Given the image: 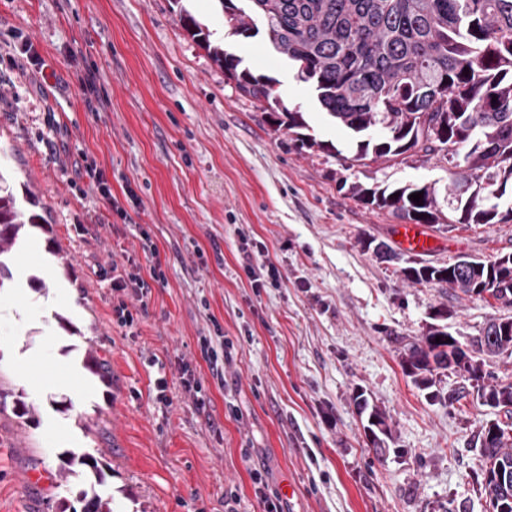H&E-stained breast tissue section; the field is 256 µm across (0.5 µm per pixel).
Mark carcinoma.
Returning <instances> with one entry per match:
<instances>
[{"mask_svg":"<svg viewBox=\"0 0 512 512\" xmlns=\"http://www.w3.org/2000/svg\"><path fill=\"white\" fill-rule=\"evenodd\" d=\"M232 34L251 38L265 24L273 49L291 63L298 79L314 91L325 113L361 137L354 160L386 162L440 155L452 165L445 188L448 210L459 224H492L512 217L500 212V200L512 184V0H216ZM180 22L193 41L224 69L238 91L270 111L275 122L295 135L300 148L332 149L304 133L303 114L283 106L274 94L276 81L256 75L243 59L211 41L209 27L184 6ZM469 71L463 75V71ZM379 133L374 138L373 133ZM0 175V288L13 278L8 261L27 239L23 229H45L41 216L4 186ZM423 193L422 203L410 199ZM348 194L366 206L388 210L413 224L436 229L444 214L433 184L404 183L366 187L354 182ZM401 268L412 283L449 288L481 299L484 286L505 307L512 306V255L493 261L473 260L457 272L455 264L434 266L408 259ZM441 340H436V337ZM463 383L493 400L507 421L487 424L480 436L484 458L482 487L487 501L512 492V382L497 381L485 370V358L512 357V317L491 320L470 341ZM457 355L448 327L433 325L419 340L403 345L401 365L420 389L434 385L440 363ZM372 451L384 456L391 440L384 410L355 396Z\"/></svg>","mask_w":512,"mask_h":512,"instance_id":"cac0c4a2","label":"carcinoma"}]
</instances>
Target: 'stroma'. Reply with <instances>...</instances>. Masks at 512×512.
Listing matches in <instances>:
<instances>
[{
    "instance_id": "obj_1",
    "label": "stroma",
    "mask_w": 512,
    "mask_h": 512,
    "mask_svg": "<svg viewBox=\"0 0 512 512\" xmlns=\"http://www.w3.org/2000/svg\"><path fill=\"white\" fill-rule=\"evenodd\" d=\"M188 7L337 152L299 150L186 35L174 0H0V168L14 193L38 200L71 260L65 270L39 258L51 272L26 298L0 295V512H82L90 458L104 465L98 491L114 512H225L232 492L238 512H261L250 477L260 467L284 512H487L478 435L497 411L474 394L448 404L454 374L418 389L399 341L437 321L463 341L512 310L404 280L367 247L391 241L396 217L343 188L441 189L447 162H354L355 140L265 34L231 35L216 0ZM26 41L50 84L13 68ZM90 162L128 217L85 236L89 207L107 205L76 174ZM144 230L158 257L144 253ZM243 231L265 245L279 287L253 288ZM431 237L435 265L512 253L511 220ZM131 259L145 275L161 262L166 282L127 296L137 313L127 328L99 273ZM219 334L234 350L213 369L199 340ZM88 348L107 361L109 382L69 370ZM184 363L202 396L183 387ZM360 391L390 418L386 458L369 448ZM20 399L32 409L22 418ZM37 471L50 482H31Z\"/></svg>"
}]
</instances>
